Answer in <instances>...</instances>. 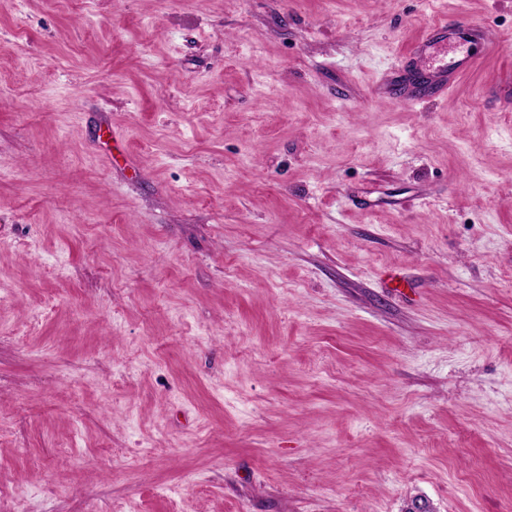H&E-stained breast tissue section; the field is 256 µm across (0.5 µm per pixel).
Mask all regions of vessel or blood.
<instances>
[{
  "mask_svg": "<svg viewBox=\"0 0 512 512\" xmlns=\"http://www.w3.org/2000/svg\"><path fill=\"white\" fill-rule=\"evenodd\" d=\"M450 36L447 21H437L430 26L427 33L413 48V57L419 62L422 70V80H429L439 94L447 93L458 77L471 70L476 63L473 55L454 54L449 42ZM422 80H400L396 90L404 99H420Z\"/></svg>",
  "mask_w": 512,
  "mask_h": 512,
  "instance_id": "1",
  "label": "vessel or blood"
}]
</instances>
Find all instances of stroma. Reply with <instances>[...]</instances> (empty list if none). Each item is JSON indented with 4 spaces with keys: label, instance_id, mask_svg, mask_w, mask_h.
<instances>
[{
    "label": "stroma",
    "instance_id": "obj_1",
    "mask_svg": "<svg viewBox=\"0 0 512 512\" xmlns=\"http://www.w3.org/2000/svg\"><path fill=\"white\" fill-rule=\"evenodd\" d=\"M511 95L512 0H0V512H505ZM460 32L473 42L484 39L481 31L468 26H459L450 32L448 22L443 20L434 22L413 48L411 55L422 70L424 78L434 85L438 95L447 94L458 77L471 70L477 61L469 53L448 57L449 52L454 49L448 40L450 36L456 40L461 39L458 36Z\"/></svg>",
    "mask_w": 512,
    "mask_h": 512
}]
</instances>
